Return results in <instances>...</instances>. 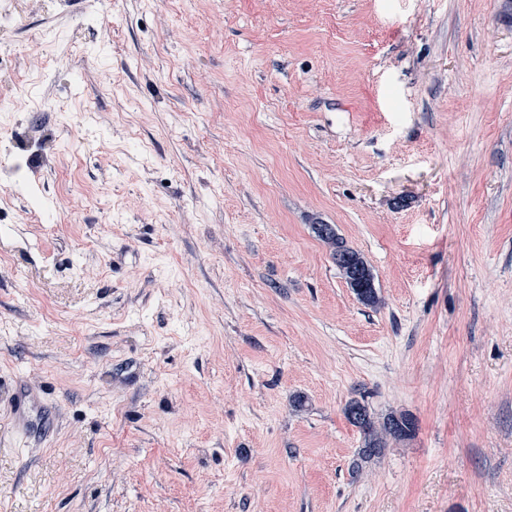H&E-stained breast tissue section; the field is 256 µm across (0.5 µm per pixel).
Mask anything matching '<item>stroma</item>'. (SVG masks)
Wrapping results in <instances>:
<instances>
[{
  "mask_svg": "<svg viewBox=\"0 0 512 512\" xmlns=\"http://www.w3.org/2000/svg\"><path fill=\"white\" fill-rule=\"evenodd\" d=\"M502 2L0 0V512H512ZM312 228L316 236L329 247L336 267L357 298L368 306L379 305L381 297L375 288L374 276L365 258L346 244L337 233L335 225L313 224ZM39 404V398L25 389L20 390L12 406V419L15 431L26 438L34 430L32 413ZM344 413L363 435V444L358 452L360 460L381 455L390 441L409 439L415 432L414 420L409 415L391 414L382 421L375 420L367 405L356 399L346 404Z\"/></svg>",
  "mask_w": 512,
  "mask_h": 512,
  "instance_id": "obj_1",
  "label": "stroma"
}]
</instances>
